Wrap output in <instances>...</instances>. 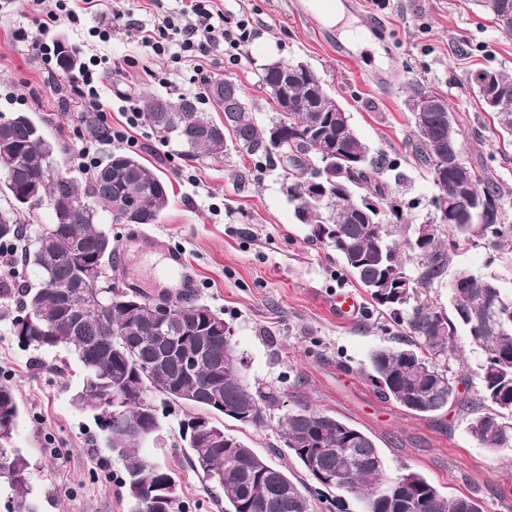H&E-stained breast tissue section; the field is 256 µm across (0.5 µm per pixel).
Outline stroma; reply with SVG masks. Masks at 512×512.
Instances as JSON below:
<instances>
[{
    "instance_id": "35a3bbf8",
    "label": "stroma",
    "mask_w": 512,
    "mask_h": 512,
    "mask_svg": "<svg viewBox=\"0 0 512 512\" xmlns=\"http://www.w3.org/2000/svg\"><path fill=\"white\" fill-rule=\"evenodd\" d=\"M224 16H251L257 35L239 64L217 57L210 75L233 78L254 104L260 124L275 104L258 81L268 59L302 60L323 79L350 115L373 154L397 160L401 179L392 190L403 203L405 222L395 237H411L426 221L438 188L405 151L412 134L411 88L420 84L442 94L459 119L464 161L488 170L503 187L502 212L512 224V144L494 132L467 84L472 70L493 66L512 74V35L502 33L472 0H388L378 8L363 0L361 11L344 9L338 24L318 14L295 13L290 0H223ZM32 0H0V115L28 113L46 119V134L61 140L56 160L76 171L74 151L90 132L70 96L52 93L58 71L44 69L31 51L35 34ZM112 24L110 7L82 17L80 24H55L50 36L93 53L121 59L136 46L124 32L93 41L90 28ZM355 33L350 58L336 54L346 33ZM201 78L169 64L164 81L141 71L108 72L103 92L111 97L112 126H123L118 93L155 92L172 98L193 95ZM135 149L146 163L170 178L171 203L158 223L141 228L109 224L119 250L113 269L149 300L174 299L172 284L158 276L161 251L139 250L150 234L185 254L198 286L194 295L220 313L233 330L232 342L251 386L276 390L280 405L267 424L248 428L228 420L224 430L276 466L294 467L279 426L289 408L307 403L371 434L386 460L387 476L401 464L430 479L449 497L472 496L482 512H512V453L492 454L475 444L457 408L415 416L379 397L362 374L374 348L387 341L388 323L345 271L335 252L308 241L282 191L280 169L235 151L217 161H190L182 146L150 127L136 130ZM469 268L496 278L512 297V253L482 239L458 250L449 272ZM355 291L362 306L351 322L338 320L330 301L339 289ZM17 295L0 296V381L13 385L22 419L15 446L32 465L39 512H129L120 484L123 464L100 439L90 411L74 396L82 383L76 359L65 350L25 349L12 334ZM187 408H160V430L146 453L176 473L184 512H223L224 493L187 465L188 448L178 435Z\"/></svg>"
}]
</instances>
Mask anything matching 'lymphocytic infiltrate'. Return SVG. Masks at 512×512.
Masks as SVG:
<instances>
[{
    "mask_svg": "<svg viewBox=\"0 0 512 512\" xmlns=\"http://www.w3.org/2000/svg\"><path fill=\"white\" fill-rule=\"evenodd\" d=\"M77 4L73 0H55L53 9L49 10L44 19L37 22V34L31 45L38 59L51 63L56 56V45L48 38L52 23L66 20L78 22L80 16ZM190 16V23H182V16ZM112 24L125 30L133 38L138 53L126 57V66L135 68L142 63H166L168 57L185 61L193 71H204L210 66L217 55H224L228 62H237L240 53L255 37L256 29L249 18L243 17L235 23L224 21V12L217 0H190L186 7L175 15L163 18L153 28L135 23L123 8L120 0L112 3ZM113 64L105 57L93 56L82 64L67 84L78 97L81 111L92 113L99 126L106 129L108 140H115L135 147L136 139L132 132L143 126L144 117L136 101L130 95H123V112L125 126L113 128L109 117L111 105L102 97L94 83L93 74L96 70H112Z\"/></svg>",
    "mask_w": 512,
    "mask_h": 512,
    "instance_id": "obj_1",
    "label": "lymphocytic infiltrate"
}]
</instances>
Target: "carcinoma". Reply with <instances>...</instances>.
Segmentation results:
<instances>
[{"label":"carcinoma","instance_id":"1","mask_svg":"<svg viewBox=\"0 0 512 512\" xmlns=\"http://www.w3.org/2000/svg\"><path fill=\"white\" fill-rule=\"evenodd\" d=\"M474 2L501 31L512 34V25L501 23L502 11L512 12V0ZM56 48V67L68 77L80 65L79 54L62 39ZM285 65L284 60H270L259 72V82L275 104L272 120L288 113V146L284 148L272 143V124L258 122L255 108L237 83L227 94L236 107L232 134L202 110L197 96L171 100L146 94L139 99V108L145 123L177 139L194 160L219 159L234 149L280 168L288 184V201L307 208L308 240L335 251L371 301L401 328L400 337L370 355L364 376L376 393L418 416L456 406L466 413L468 433L479 447L492 453L512 452V421L505 418L512 415V297L504 296L494 279L460 268L455 276L463 277L462 283L448 288L451 314L438 313L423 298V292L443 279L460 246L487 235L499 247L512 241V224L505 223L501 211V185L459 161L444 170V185L457 189L474 182L482 186L486 207L455 206L450 223L432 225L423 241H417L414 234L399 242L391 226L402 223L404 215L396 212L392 191L379 179L384 170H396L397 162L382 155L369 156L348 113H340L335 121L329 118L323 111L329 91L311 66L285 73ZM480 72L490 78L491 90L499 91L495 103L488 104L478 92L477 71L470 72L468 84L477 91L481 107L492 114L496 135L512 138V76L489 67ZM410 101L432 115L433 129L428 137L414 129L407 148L416 164L435 180L439 172L436 154L448 151L452 110L443 96L424 87L414 88ZM9 138L11 146L0 148V166L10 181L0 190L6 196V206L0 207V247L22 248L25 266L42 279L40 287L22 289L12 334L22 347L68 349L75 355L84 372L82 389L75 396L82 408H94L116 388L129 391L127 399L118 401L119 419L107 425L99 422L97 427L108 445L124 440L130 432L143 434L139 444L111 448L124 465L121 485L132 504L131 512H180L179 484L173 472L151 460L144 450V443L158 430L143 402L147 393L158 392L167 401L168 390L178 385L182 404L192 410L209 409L216 419L229 418L256 429L266 425L267 411L277 405V394L247 383L224 318L186 295L169 301L171 320L166 335L178 338L184 348L201 345L208 350L209 358L190 377L184 374L179 357H158L146 300L134 305L106 298L102 305L85 309L81 330L73 331L67 314L85 304L77 293H65L73 282L74 269L101 254L111 264L116 255L115 243L101 228L103 215L123 222L112 202L131 196L139 205L138 223L156 224L169 206L170 187L138 156L122 150L111 152L90 171L75 177L56 168L54 144L41 129L16 125L9 129ZM324 144L332 151L362 157L356 170L331 167L324 200L335 207L326 224L314 205L316 199L306 197L300 180L308 162L324 155ZM32 185L39 188V201H47L52 209L53 222L28 243L20 221L25 205L18 194ZM407 250L417 260L412 274L403 257ZM32 307L39 311V320L21 333L17 323ZM459 334L467 336L477 355L470 371L455 372L449 365L453 338ZM460 384L474 393L462 396ZM10 408L14 410L10 434L0 435V479L12 491L16 512H36L32 470L14 446L21 409L13 386L0 384V429ZM283 426L299 475L272 465L230 434H224V443L216 445L209 433L196 432L188 445L189 465L205 482L222 488L225 512H315L319 503L330 512L341 503L329 497L336 489L353 492L361 512H482L473 497H447L408 466L385 480L384 457L369 434L308 404L288 410ZM306 477L320 483V490L311 497Z\"/></svg>","mask_w":512,"mask_h":512}]
</instances>
